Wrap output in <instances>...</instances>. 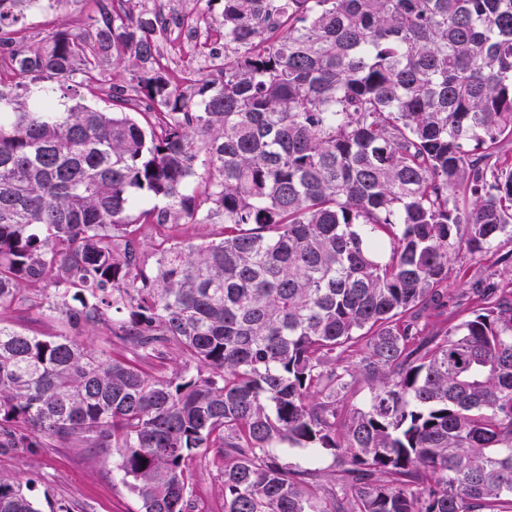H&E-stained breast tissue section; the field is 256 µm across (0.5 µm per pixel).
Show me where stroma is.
I'll use <instances>...</instances> for the list:
<instances>
[{
	"mask_svg": "<svg viewBox=\"0 0 512 512\" xmlns=\"http://www.w3.org/2000/svg\"><path fill=\"white\" fill-rule=\"evenodd\" d=\"M92 8L90 0H68L64 9L28 16L24 24L31 44H38L59 28L77 30ZM455 285L470 288L486 276L507 285L512 269V239L501 238L483 254L471 260L461 253L449 264ZM190 491L195 512H224V462L219 458L191 465ZM0 474L27 485L40 503L66 502L74 512H137V496L115 468L109 448H13L0 451Z\"/></svg>",
	"mask_w": 512,
	"mask_h": 512,
	"instance_id": "1",
	"label": "stroma"
}]
</instances>
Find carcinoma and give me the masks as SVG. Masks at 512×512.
<instances>
[{
  "instance_id": "carcinoma-1",
  "label": "carcinoma",
  "mask_w": 512,
  "mask_h": 512,
  "mask_svg": "<svg viewBox=\"0 0 512 512\" xmlns=\"http://www.w3.org/2000/svg\"><path fill=\"white\" fill-rule=\"evenodd\" d=\"M32 2L0 0V312L64 330L0 318V448H111L140 512H190L213 451L224 512H512V291L448 288L512 238V0H223L189 91L158 17L94 0L33 46ZM0 512L42 510L0 476ZM160 54L164 58L162 62L167 63L170 73L183 90L193 85L195 80L205 78L210 73V68L204 64L203 59L201 61H195L194 58L188 60L174 54L169 48V38L160 43ZM4 318L11 323L44 334H57L63 328L62 317L59 313L32 315L23 308H13L4 313ZM105 330L100 328H92L86 331L83 340L93 348L103 349L108 354L117 355L124 352V345L114 336L110 342L106 341ZM274 453L278 456L279 462L286 466L316 468L323 481L335 477L336 463L334 456L326 452L322 451L321 454H318L312 465L307 453L299 448H275Z\"/></svg>"
}]
</instances>
